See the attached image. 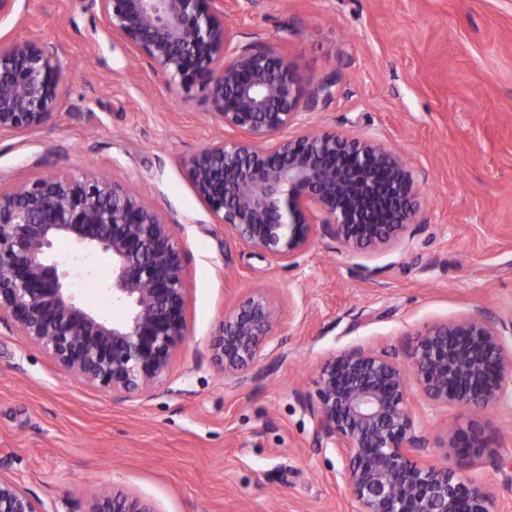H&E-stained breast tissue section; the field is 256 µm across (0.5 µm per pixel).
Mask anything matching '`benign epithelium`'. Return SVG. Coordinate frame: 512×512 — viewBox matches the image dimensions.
<instances>
[{
    "label": "benign epithelium",
    "instance_id": "benign-epithelium-1",
    "mask_svg": "<svg viewBox=\"0 0 512 512\" xmlns=\"http://www.w3.org/2000/svg\"><path fill=\"white\" fill-rule=\"evenodd\" d=\"M112 37L152 68L197 83L211 114L236 133L187 158L197 196L240 243L288 267L319 236L374 254L414 223L421 190L410 162L373 136L287 130L335 98L336 81L304 82L270 46L244 42L224 0H95ZM59 65L38 38L0 39V134L55 119ZM112 262L118 320L76 299L51 259L56 243ZM186 268L174 225L126 185L101 174L51 175L0 190V323L37 343L69 378L127 400L160 389L187 336ZM281 311L255 288L210 344L224 374L244 379L271 353ZM507 326L483 310L417 333L409 361L361 347L317 367L316 426L342 462L362 512H499L495 493L464 470L485 454L475 427L448 434V464L419 457L430 439L410 401L484 411L512 399ZM0 512H41L0 475ZM84 512H157L140 496L105 489Z\"/></svg>",
    "mask_w": 512,
    "mask_h": 512
}]
</instances>
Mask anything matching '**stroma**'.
I'll return each instance as SVG.
<instances>
[{"label": "stroma", "instance_id": "1", "mask_svg": "<svg viewBox=\"0 0 512 512\" xmlns=\"http://www.w3.org/2000/svg\"><path fill=\"white\" fill-rule=\"evenodd\" d=\"M226 20L274 44L336 97L305 113L312 131L395 146L422 183L416 224L369 256L318 238L286 267L239 243L200 201L183 162L232 138L200 85L156 74L106 31L91 0H19L0 37H36L62 68L52 125L0 136V187L49 173L129 184L176 226L187 270V337L163 387L121 401L69 379L0 324V474L41 512H84L101 489L157 512H360L321 447L309 408L315 370L352 347L407 361L416 333L478 309L512 320V0H226ZM54 258L66 285L109 316L106 262ZM263 288L280 306L273 351L241 382L210 343L234 303ZM444 464L443 427L475 424L489 441L466 475L512 512V402L486 411L432 407L412 392Z\"/></svg>", "mask_w": 512, "mask_h": 512}]
</instances>
